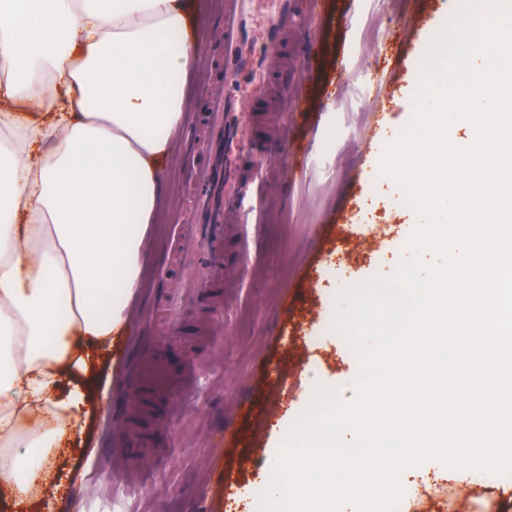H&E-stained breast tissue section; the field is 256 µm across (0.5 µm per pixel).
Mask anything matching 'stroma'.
<instances>
[{"instance_id":"1","label":"stroma","mask_w":512,"mask_h":512,"mask_svg":"<svg viewBox=\"0 0 512 512\" xmlns=\"http://www.w3.org/2000/svg\"><path fill=\"white\" fill-rule=\"evenodd\" d=\"M457 0H309L305 20L289 34V56L316 54L317 68L273 70L289 97H304L306 115L284 128V112L263 108L261 91L238 100L259 146L287 136L309 148L303 178L268 159L269 196L250 258L239 237L247 225L224 219V278L182 318L177 329L154 316L160 291H177L202 269L170 265L169 242L181 221L183 190L193 165V140L166 161L164 212L151 225L142 254V281L121 339L135 383L111 376L106 400H93L83 443L61 448L56 466L75 483L58 493L15 503L0 495V512H247L269 477L268 459L288 422L309 407L317 387L353 386L358 363L346 339L322 320L330 289L388 276L416 226L404 210L393 226H374L367 210L377 197L380 159L389 131L413 115V94L433 37ZM410 40H392V28ZM217 66L196 64L186 85L190 128H197ZM350 232L337 236V223ZM169 265L161 280L157 269ZM232 439H225V431ZM447 490L444 512H512V492L471 484L469 470L416 466ZM235 484L226 495L225 480Z\"/></svg>"}]
</instances>
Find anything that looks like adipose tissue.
<instances>
[{"label":"adipose tissue","instance_id":"obj_1","mask_svg":"<svg viewBox=\"0 0 512 512\" xmlns=\"http://www.w3.org/2000/svg\"><path fill=\"white\" fill-rule=\"evenodd\" d=\"M201 0H0V490H54L128 321Z\"/></svg>","mask_w":512,"mask_h":512}]
</instances>
